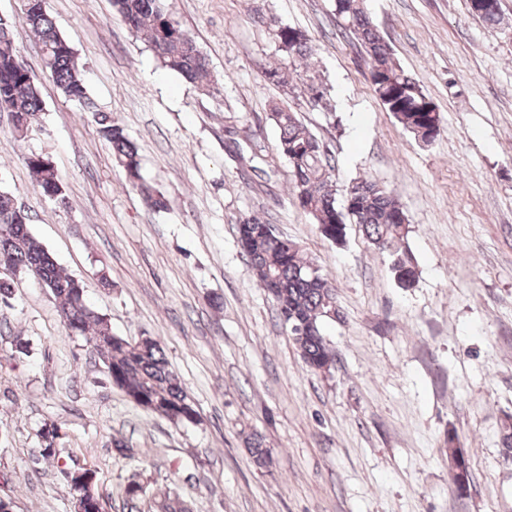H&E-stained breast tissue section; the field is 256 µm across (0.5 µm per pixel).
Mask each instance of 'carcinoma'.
Listing matches in <instances>:
<instances>
[{"instance_id": "obj_1", "label": "carcinoma", "mask_w": 512, "mask_h": 512, "mask_svg": "<svg viewBox=\"0 0 512 512\" xmlns=\"http://www.w3.org/2000/svg\"><path fill=\"white\" fill-rule=\"evenodd\" d=\"M469 12L482 21L500 26L504 16L499 0H467ZM22 20L37 37L44 67L65 97L93 107L72 43L58 31L46 9L45 0H26ZM121 21L137 39L146 44L167 69L209 94L218 90L209 62L193 35L182 27L166 8L165 0H113ZM336 16L358 41L368 59L369 82L374 96L385 111L413 136L425 143L440 134L441 117L423 86L394 60L390 48L364 10L363 0H334ZM272 27V37L283 62L265 70L268 83L288 92L296 67H305L303 78L309 98L319 103L326 88L309 60L315 54L309 35L275 18L257 15ZM15 19L0 16V112L12 119V130L26 136L43 111L40 88L29 77V70L13 46ZM269 119L278 130V150L288 161L292 180L290 190L296 204L317 224L326 240L340 244L346 226L357 224L366 239L381 251L390 252V271L397 283L410 287L416 279V266L406 246L409 220L397 195L368 177H359L346 189V205L336 202L333 180L334 160L316 136L302 123L283 99L273 102ZM99 132L111 143L113 156L125 171L129 184L147 194L158 209L166 206L164 197L143 182L141 163L134 143L125 129L106 114L97 120ZM41 194L65 199L61 178L47 157L31 153L25 159ZM30 216L16 204L12 194L0 192V255L10 259L13 273L33 276L49 289L68 331L75 336L91 334L93 348L106 354L112 383L137 405L178 425L197 415L188 401L185 387L173 371L164 348L150 336L130 341L112 334L109 321L96 313L85 300V285L66 273L29 229ZM267 221L258 214L239 219L238 244L246 256L259 287L275 303L283 324L289 328L301 359L314 371L326 372L335 364L332 344L322 335L321 323L336 319V285L322 274L301 246L280 235L265 232ZM58 428H43L42 457L56 455ZM253 462L269 463L263 436L248 439ZM85 510L95 512L98 493L95 472L87 470Z\"/></svg>"}]
</instances>
